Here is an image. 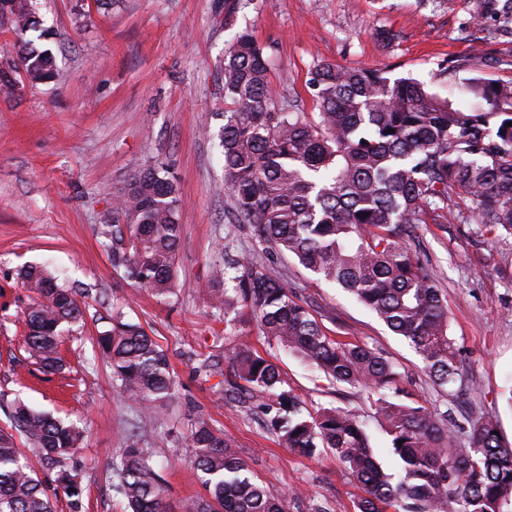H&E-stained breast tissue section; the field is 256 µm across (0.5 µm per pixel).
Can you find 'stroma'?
Returning a JSON list of instances; mask_svg holds the SVG:
<instances>
[{
  "label": "stroma",
  "instance_id": "obj_1",
  "mask_svg": "<svg viewBox=\"0 0 512 512\" xmlns=\"http://www.w3.org/2000/svg\"><path fill=\"white\" fill-rule=\"evenodd\" d=\"M475 2L32 0L51 34L57 75L0 98V426L21 402L82 430L72 465L83 512H124L112 461L134 441L164 449L156 465L172 512L205 495L186 445L191 423L201 420L223 431L263 485L287 494V512L317 505L357 512L362 492L330 451L308 458L287 448L263 426L264 394L226 398L221 373H207L239 337L269 348L250 315L224 323L196 292L226 253L253 254L282 275L323 314L328 335L381 351L412 400L465 427L478 413L495 412L501 439L512 443V236L489 231L470 213L418 228L473 378L443 391L408 342L347 292L262 249L246 225L228 222L217 138L232 108L224 98V52L238 30L252 31L270 59L275 90L304 112L315 110L310 73L326 62L386 67L457 99L471 77L512 78V24L475 22ZM148 167L166 170L182 197L175 292L165 300L124 280L98 233L113 192ZM27 265L47 267L60 285L82 292L84 315L63 327L57 373L43 372L24 349L30 297L18 273ZM116 313L141 324L169 356L177 393L161 413H143L127 398L100 355L98 336ZM278 358L307 409L354 412L383 471H397L370 390L333 385L292 355Z\"/></svg>",
  "mask_w": 512,
  "mask_h": 512
}]
</instances>
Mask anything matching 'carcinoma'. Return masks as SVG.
<instances>
[{
    "label": "carcinoma",
    "instance_id": "obj_1",
    "mask_svg": "<svg viewBox=\"0 0 512 512\" xmlns=\"http://www.w3.org/2000/svg\"><path fill=\"white\" fill-rule=\"evenodd\" d=\"M512 12V0H481L478 15ZM40 25L30 0H0V27L16 36L13 77H0V95L20 79H54L53 54L26 39ZM224 99L233 109L220 135L227 206L255 241L295 258L317 279L344 288L394 334L408 341L433 383L444 389L466 374L450 335L448 306L417 236L421 224L456 219L457 196L477 222L512 235V79L475 76L464 105L413 77L374 67L322 63L312 71L318 120L277 102L269 58L248 29L224 54ZM179 188L145 168L114 193L101 235L111 240L112 265L124 279L159 298L173 294L182 225ZM32 293L25 312V351L54 373L61 325L82 317L75 293L43 266L19 273ZM202 293L229 317L246 308L263 336L311 363L333 384L377 396L376 413L401 462L396 475L379 466L364 424L349 410L320 407L302 415L299 397L284 389L279 365L249 338L230 356V391L268 392L266 429L307 457L326 449L363 492L358 512H512V445L494 434V414L463 427L446 412L408 399L397 367L376 349L327 335L282 277L247 255L229 258ZM98 347L123 391L156 412L176 395L165 351L138 323L112 318ZM0 427V512H54L42 481L17 437L39 463L56 470L57 490L72 512L82 508L79 474L68 467L81 432L48 413L14 408ZM192 462L209 497L185 512H286L287 495L260 484L231 450L224 432L204 421L187 438ZM156 451L132 444L112 468L115 489L130 512H169Z\"/></svg>",
    "mask_w": 512,
    "mask_h": 512
}]
</instances>
